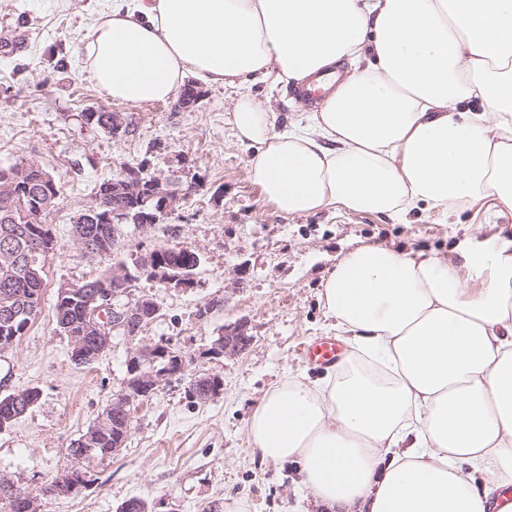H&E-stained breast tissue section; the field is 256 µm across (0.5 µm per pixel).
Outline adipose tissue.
<instances>
[{
  "label": "adipose tissue",
  "mask_w": 512,
  "mask_h": 512,
  "mask_svg": "<svg viewBox=\"0 0 512 512\" xmlns=\"http://www.w3.org/2000/svg\"><path fill=\"white\" fill-rule=\"evenodd\" d=\"M340 65L287 128L253 91ZM84 69L131 105L190 77L234 90L224 120L282 215L512 209V0H112ZM320 300L350 353L262 398L253 451L297 464L321 512H496L512 489V248L363 246Z\"/></svg>",
  "instance_id": "1"
}]
</instances>
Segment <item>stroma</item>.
Masks as SVG:
<instances>
[{"instance_id": "obj_1", "label": "stroma", "mask_w": 512, "mask_h": 512, "mask_svg": "<svg viewBox=\"0 0 512 512\" xmlns=\"http://www.w3.org/2000/svg\"><path fill=\"white\" fill-rule=\"evenodd\" d=\"M106 5L0 0V37L26 35L21 47H0V166L23 160L62 184L47 216L56 250L45 264L44 300L25 335L0 358V396L40 393L34 407L0 432V475L39 492L72 466L71 444L124 382L126 338L113 334L97 360L74 364L67 338L54 332L53 302L59 285L112 266V256H83L72 224L93 203L95 185L121 176L124 166L142 164L157 176L178 170L183 181L203 183L163 223L126 227L120 252L128 261L167 243L199 251L192 288H165L141 276L131 291L160 306L142 341L169 342L186 356L187 368L136 407L120 451L86 462V487L44 499L43 512H118L132 498L146 501L152 512H221L228 497L245 500L249 512H318L299 486L296 465L254 454L247 427L265 393L286 377H327L300 349L336 335L319 299L328 273L365 245L455 256L493 249L512 238V210L487 203L450 217L423 209L399 218L327 209L276 213L250 172L251 149L236 143L224 122L232 90L202 87L197 102L178 110L170 102L112 100L88 79L82 70L86 33ZM256 93L271 97L280 127L313 110L290 85L260 84ZM89 107L119 113L127 131L113 138L81 127L78 114ZM210 300L221 301V308L197 320L199 305ZM239 319L248 323L245 350L209 357L224 325ZM205 373L221 378L219 397L189 398L192 379Z\"/></svg>"}]
</instances>
